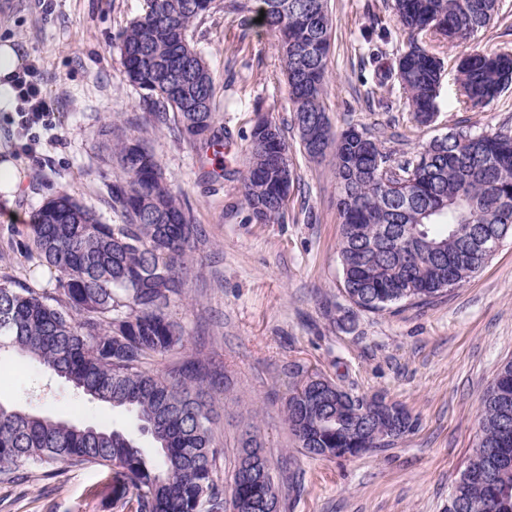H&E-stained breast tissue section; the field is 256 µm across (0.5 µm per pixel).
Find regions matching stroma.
Wrapping results in <instances>:
<instances>
[{
    "label": "stroma",
    "instance_id": "stroma-1",
    "mask_svg": "<svg viewBox=\"0 0 512 512\" xmlns=\"http://www.w3.org/2000/svg\"><path fill=\"white\" fill-rule=\"evenodd\" d=\"M225 2L215 0L192 33L215 78L217 125L229 135L222 153L205 156L154 126L142 91L123 74L118 34L143 13L144 0H0V39L13 40L24 61L37 62L60 113L59 126L41 131V146L31 156L20 148L12 112L0 109V159L20 161L26 172L15 209L33 214L63 190L106 223H119L110 206L115 172L104 131L127 125L153 151L200 226L192 271L170 308L189 342L147 367L165 373L192 364L212 376L218 483L230 478L241 433L251 424L279 486L282 512H445L477 440L483 396L500 365L512 359V239L475 278L431 304L352 310L338 258L335 161L304 154L288 124L274 36L258 22L241 24ZM499 5L494 21L467 41L424 37L447 71L434 120L420 125L397 80L377 85L378 73L395 68L406 43L391 0H329L325 107L332 128L367 129L396 164L449 131L512 133V88L469 112L457 102L453 69L463 54L512 53V0ZM371 92L383 106H369ZM262 116L282 124L297 173L283 218L271 224L248 222L240 181L251 131ZM4 213L0 207V280L52 288L48 269L19 251L28 224L2 222ZM315 373L404 406L414 431L392 447L356 457L306 455L288 429L285 409L293 389ZM0 403L108 428L133 422L16 354L0 356ZM114 498L106 475L94 468L53 477L34 468L21 482L0 480V512H123Z\"/></svg>",
    "mask_w": 512,
    "mask_h": 512
}]
</instances>
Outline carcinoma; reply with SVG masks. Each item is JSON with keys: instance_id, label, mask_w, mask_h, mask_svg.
Masks as SVG:
<instances>
[{"instance_id": "1", "label": "carcinoma", "mask_w": 512, "mask_h": 512, "mask_svg": "<svg viewBox=\"0 0 512 512\" xmlns=\"http://www.w3.org/2000/svg\"><path fill=\"white\" fill-rule=\"evenodd\" d=\"M499 0H393L407 48L396 70L413 118L427 123L445 71L444 59L423 47L430 33L450 44L486 28ZM214 0H146L143 15L118 35L128 81L143 91L153 121L199 146L223 143L215 132V80L190 38L195 22ZM230 11L262 24L278 39L291 104V125L303 114L323 122L324 148L334 149L341 219L338 254L348 301L370 312L402 302L425 304L477 275L492 254L469 246L482 233L512 238V135L452 132L425 145L413 158L380 175L389 158L368 135L371 156H360L346 129L332 130L324 97L332 18L328 0H229ZM457 103L481 109L512 87V54L473 53L456 64ZM181 86L174 97L170 84ZM202 96L205 112L187 104ZM275 130L267 142L257 129ZM112 210L120 224H107L65 191L48 197L33 215L25 255L55 272L53 288L38 290L0 283V352L28 356L65 379L80 394L135 417L129 430L106 429L34 414L0 403V474L31 467L57 475L72 466L101 468L119 482L134 512H225L227 489L257 506L279 496L274 478L260 481L245 471L254 461L269 468L257 430L246 431L229 487L215 480V412L203 398L206 377L183 367L166 374L145 365L188 342L170 314L189 273L188 257L198 236L190 206L164 178L155 155L133 136L109 145ZM297 175L281 128L267 118L254 126L242 175L249 221L281 218L283 183ZM512 396V359L485 393L479 437L448 493L447 512H512V464L492 452L505 425ZM366 398L343 405L319 402L303 391L286 404V422L307 454L334 458L375 431L400 439L412 432L410 417L387 413L359 417ZM151 438L156 455L145 454L139 437Z\"/></svg>"}]
</instances>
